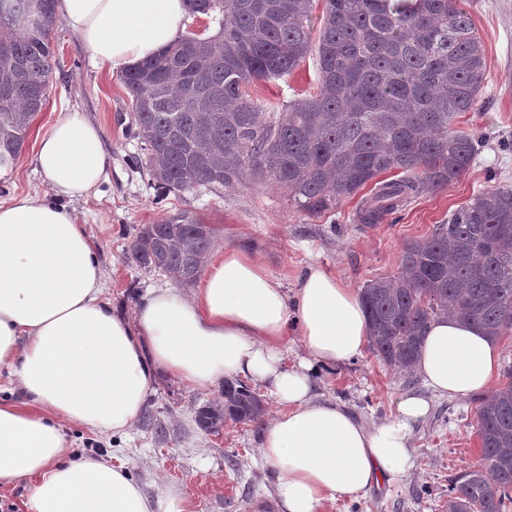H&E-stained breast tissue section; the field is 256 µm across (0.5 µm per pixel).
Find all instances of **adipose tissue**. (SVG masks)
Returning a JSON list of instances; mask_svg holds the SVG:
<instances>
[{
    "label": "adipose tissue",
    "mask_w": 512,
    "mask_h": 512,
    "mask_svg": "<svg viewBox=\"0 0 512 512\" xmlns=\"http://www.w3.org/2000/svg\"><path fill=\"white\" fill-rule=\"evenodd\" d=\"M55 13L95 59L124 70L182 34L187 6L55 0ZM34 162L48 192L0 200V368L18 376L25 395L20 404L0 402V486L30 479V512H188L177 493L152 500L124 467L74 459L62 431H128L163 376L192 388L238 378L279 404L258 451L277 472L280 512H321L412 468V431L429 414L428 396H400L395 420L370 426L314 392L313 375L368 346L354 288L313 265L290 291L253 253L227 246L208 256L191 294L151 289L125 317L104 296L97 251L72 209L106 174L101 128L66 113L41 137ZM292 323L303 354L290 365ZM500 357L484 331L441 317L427 329L415 370L430 394L462 398L489 388Z\"/></svg>",
    "instance_id": "1"
}]
</instances>
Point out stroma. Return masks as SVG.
I'll return each mask as SVG.
<instances>
[{
	"mask_svg": "<svg viewBox=\"0 0 512 512\" xmlns=\"http://www.w3.org/2000/svg\"><path fill=\"white\" fill-rule=\"evenodd\" d=\"M460 5L482 40L486 81L474 108L461 113L455 127L480 135L482 146L457 181L422 190L380 223L356 222L359 198L311 216L248 179L216 192L200 187L157 201L138 162L143 152L119 72L98 64L61 21L53 29L47 100L20 157L0 178V198L47 191L33 163L38 142L63 113L76 109L102 127L109 166L97 196L76 202L75 209L98 250L106 295L121 314L133 315L147 289L172 284L167 276L136 267L129 259L130 243L142 225L183 210L215 227L216 246H240L260 255L286 288H294L309 266L320 265L362 289L368 280L393 272L405 243L428 237L479 189L512 187V0H460ZM316 86L317 63L310 56L290 75L254 81L246 92L266 111L278 112L313 94ZM314 388L370 425L392 420L393 402L402 394L429 396L420 376L405 377L369 352L315 377ZM430 398L428 417L414 429L409 473L372 488L364 498L325 504L323 512H444L449 485L480 457V397ZM223 400V386L193 389L163 378L127 432L104 436L68 424L64 433L76 459L122 463L147 494L176 490L189 512H278L275 471L257 451L261 427L228 422L216 435L197 422L200 407Z\"/></svg>",
	"mask_w": 512,
	"mask_h": 512,
	"instance_id": "1",
	"label": "stroma"
}]
</instances>
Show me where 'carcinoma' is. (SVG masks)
<instances>
[{
    "mask_svg": "<svg viewBox=\"0 0 512 512\" xmlns=\"http://www.w3.org/2000/svg\"><path fill=\"white\" fill-rule=\"evenodd\" d=\"M55 0H0V165L16 161L52 74L43 30ZM215 34L188 32L125 71L141 150L157 199L246 177L278 190L299 210L336 209L381 174L357 213L377 224L427 187L451 184L478 154L480 138L453 128L485 83V56L457 0H324L317 41L313 0H189ZM315 54L318 89L264 112L245 93L255 80L291 74ZM215 229L182 211L146 224L130 244L136 266L182 286L198 278ZM361 302L370 350L412 370L423 333L458 315L498 337L512 330V189L490 186L424 240L407 243L392 273L368 281ZM264 401L224 382V405L198 411L200 426L263 422ZM480 464L448 487V512L512 509V367L479 401Z\"/></svg>",
    "mask_w": 512,
    "mask_h": 512,
    "instance_id": "obj_1",
    "label": "carcinoma"
}]
</instances>
